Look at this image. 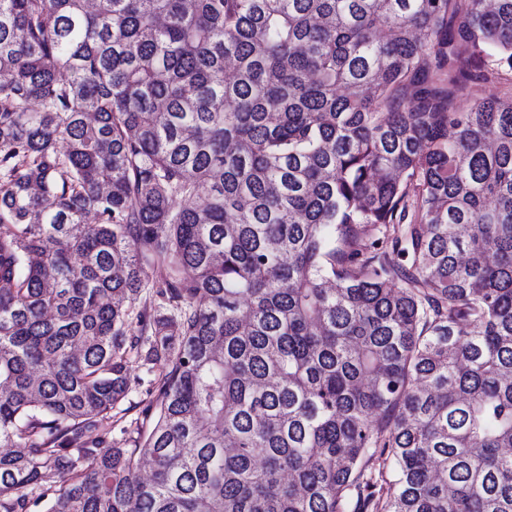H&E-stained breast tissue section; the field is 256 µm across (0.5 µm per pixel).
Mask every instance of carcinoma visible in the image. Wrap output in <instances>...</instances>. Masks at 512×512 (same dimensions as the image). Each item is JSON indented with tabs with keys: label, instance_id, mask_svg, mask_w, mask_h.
Wrapping results in <instances>:
<instances>
[{
	"label": "carcinoma",
	"instance_id": "cac0c4a2",
	"mask_svg": "<svg viewBox=\"0 0 512 512\" xmlns=\"http://www.w3.org/2000/svg\"><path fill=\"white\" fill-rule=\"evenodd\" d=\"M489 59L512 0H0V512H512ZM512 97V79L509 76L488 75L487 80L471 81L464 94L458 98L457 104L461 108L469 107L476 99L487 97ZM150 366L146 365L143 358L138 357L135 353L131 355L126 396L112 410V420L104 422L99 429V435L104 436L107 440L112 438V441L118 443V446H123L124 439L130 436L128 433L122 435L123 428L128 429L133 437H137L138 428L143 432L148 430L149 423L143 421L140 411L150 401L156 399L157 391L153 380L159 373L158 367L149 371Z\"/></svg>",
	"mask_w": 512,
	"mask_h": 512
}]
</instances>
